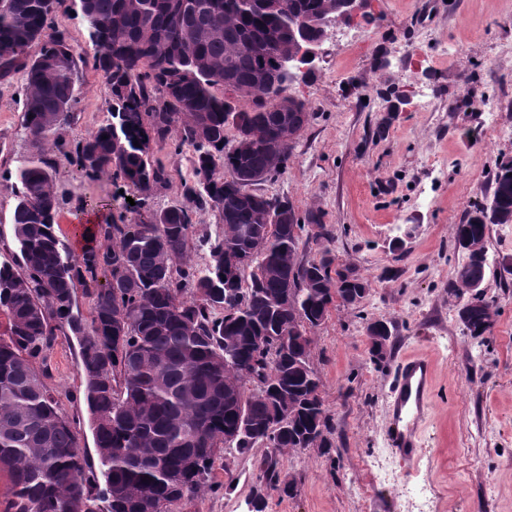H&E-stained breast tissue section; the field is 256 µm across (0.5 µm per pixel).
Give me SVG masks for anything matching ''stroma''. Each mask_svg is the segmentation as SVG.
Wrapping results in <instances>:
<instances>
[{"label": "stroma", "mask_w": 512, "mask_h": 512, "mask_svg": "<svg viewBox=\"0 0 512 512\" xmlns=\"http://www.w3.org/2000/svg\"><path fill=\"white\" fill-rule=\"evenodd\" d=\"M72 0L53 15L77 61L79 102L61 129L75 142L106 123L112 94L93 68V47ZM290 94L312 113L287 169L258 185L321 212L330 236L299 241L298 253L355 269L370 290L311 330V362L333 423L330 447L246 454L221 451L213 487L170 512H247L264 492L266 512H512V224L491 225L484 298L490 333L474 336L459 317L463 260L452 227L483 203L499 160L512 158V0H372L366 16L329 26L314 75ZM410 102L399 111L397 95ZM23 81L0 76V256L15 249L11 224L17 158L34 148L23 127ZM493 105L484 113V105ZM60 201L58 235L74 254L104 245L99 224L181 206L192 153L174 138L153 143L166 179L143 206L122 180L80 177L68 154L50 150ZM110 206L89 210L90 200ZM412 227L402 249L392 247ZM391 330L382 359L369 353L368 323ZM407 356L432 364V407L420 425L421 455L407 464L387 446V402ZM70 423L90 471L100 472L84 398L79 346L57 334L36 363ZM275 458L286 496L265 490L257 465Z\"/></svg>", "instance_id": "35a3bbf8"}]
</instances>
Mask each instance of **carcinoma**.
<instances>
[{"instance_id": "cac0c4a2", "label": "carcinoma", "mask_w": 512, "mask_h": 512, "mask_svg": "<svg viewBox=\"0 0 512 512\" xmlns=\"http://www.w3.org/2000/svg\"><path fill=\"white\" fill-rule=\"evenodd\" d=\"M266 0H84L86 26L99 30L94 66L112 93L111 120L75 147L81 176L122 179L146 201L165 180L141 144L176 133L193 150L194 181L185 203L145 221L101 225L102 249L71 255L57 236L59 198L45 149L59 147L57 129L78 103L77 63L52 28L58 0H0V74L22 73L23 123L32 155L18 161L12 226L16 251L0 259V310L9 320L0 337V471L11 499L4 512H89L95 498L86 460L68 421L34 363L57 332L79 337L85 395L105 483L107 512H169L209 486L218 451L243 425L257 445L323 448L332 433L321 381L303 368L310 331L333 309L359 304L368 281L349 277L330 251L319 260L298 255L292 224L276 218L295 210L255 186L288 167L293 147L278 145L290 120L302 131L307 104L284 94L292 111L272 103L258 84L272 80L288 22H302L308 41L324 32L313 17L336 0H286L274 12ZM41 44L28 57L27 49ZM243 100L238 107L233 101ZM243 140L239 151L228 148ZM218 212L224 230L208 242L209 261H184L193 215ZM512 214V159L497 163L486 204L453 227L458 249L486 240L499 214ZM486 259L467 253L464 273L486 277ZM104 273L118 287L94 292L92 317L75 302V288ZM310 291L299 317L280 306L296 279ZM193 297H184L187 289ZM459 317L474 336L491 332L489 304H464ZM270 336L288 344L261 364L255 354ZM237 390L226 402L224 386ZM295 412L288 413V408ZM262 480L280 487L274 463H260Z\"/></svg>"}]
</instances>
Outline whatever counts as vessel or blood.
<instances>
[{"label": "vessel or blood", "mask_w": 512, "mask_h": 512, "mask_svg": "<svg viewBox=\"0 0 512 512\" xmlns=\"http://www.w3.org/2000/svg\"><path fill=\"white\" fill-rule=\"evenodd\" d=\"M431 364L422 357L401 359L388 402L387 442L402 459L413 462L420 455L418 429L429 408Z\"/></svg>", "instance_id": "b4317fda"}]
</instances>
